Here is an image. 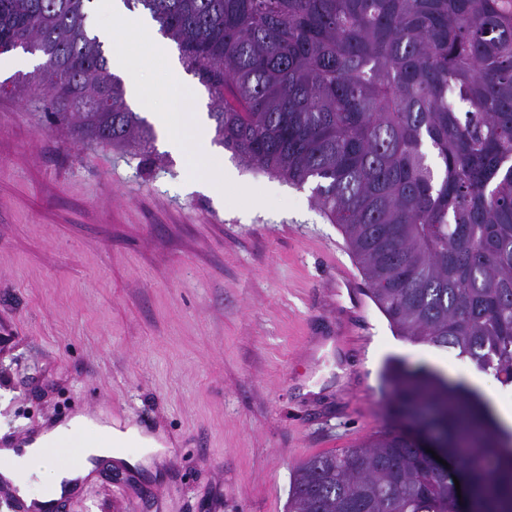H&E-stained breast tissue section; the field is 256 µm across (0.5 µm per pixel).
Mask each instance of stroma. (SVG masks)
<instances>
[{"label":"stroma","instance_id":"obj_1","mask_svg":"<svg viewBox=\"0 0 512 512\" xmlns=\"http://www.w3.org/2000/svg\"><path fill=\"white\" fill-rule=\"evenodd\" d=\"M25 71L0 56V436L88 415L149 421L175 449L129 479L101 459L67 512H287L299 462L385 426V367L418 366V344L373 303L368 347L337 336L349 302L326 254L357 262L310 187L219 145L281 204L216 201L161 140L122 150L50 124L16 88ZM362 384L375 397L348 412Z\"/></svg>","mask_w":512,"mask_h":512}]
</instances>
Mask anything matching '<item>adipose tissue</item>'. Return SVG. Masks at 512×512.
<instances>
[{"mask_svg":"<svg viewBox=\"0 0 512 512\" xmlns=\"http://www.w3.org/2000/svg\"><path fill=\"white\" fill-rule=\"evenodd\" d=\"M77 435L85 437L83 452L88 457L123 456V448L129 443L138 444L148 451L154 447L153 440L142 436L137 427L120 431L87 416L74 417L42 435L22 454H15L8 448L0 450V456L10 462L9 476L21 495L38 496L60 491L63 481L71 479L72 473L47 456L46 450Z\"/></svg>","mask_w":512,"mask_h":512,"instance_id":"1","label":"adipose tissue"}]
</instances>
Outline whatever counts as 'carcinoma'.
<instances>
[{"label": "carcinoma", "mask_w": 512, "mask_h": 512, "mask_svg": "<svg viewBox=\"0 0 512 512\" xmlns=\"http://www.w3.org/2000/svg\"><path fill=\"white\" fill-rule=\"evenodd\" d=\"M93 0H0V55L79 138L154 140L86 23ZM206 89L214 142L302 187L341 227L395 332L512 384V0H124ZM394 415L465 435L477 512H512V446L488 404L427 368L387 366ZM448 476L391 423L294 470L288 512H453Z\"/></svg>", "instance_id": "cac0c4a2"}]
</instances>
